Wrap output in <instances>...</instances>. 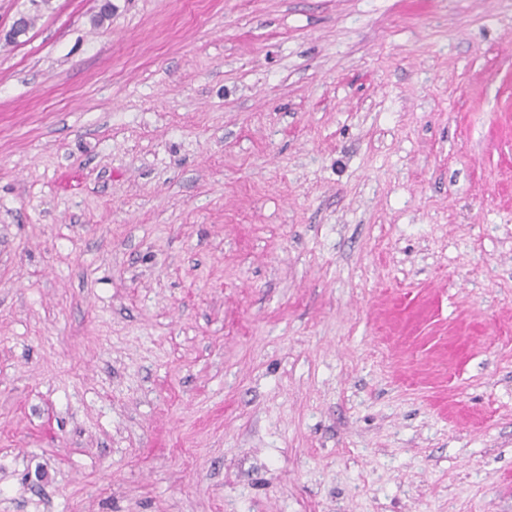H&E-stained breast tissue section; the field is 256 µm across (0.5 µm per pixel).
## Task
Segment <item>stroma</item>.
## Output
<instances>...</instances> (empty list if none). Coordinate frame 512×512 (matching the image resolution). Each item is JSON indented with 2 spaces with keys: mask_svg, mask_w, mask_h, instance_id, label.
I'll list each match as a JSON object with an SVG mask.
<instances>
[{
  "mask_svg": "<svg viewBox=\"0 0 512 512\" xmlns=\"http://www.w3.org/2000/svg\"><path fill=\"white\" fill-rule=\"evenodd\" d=\"M99 8L0 37V512H512V0Z\"/></svg>",
  "mask_w": 512,
  "mask_h": 512,
  "instance_id": "35a3bbf8",
  "label": "stroma"
}]
</instances>
